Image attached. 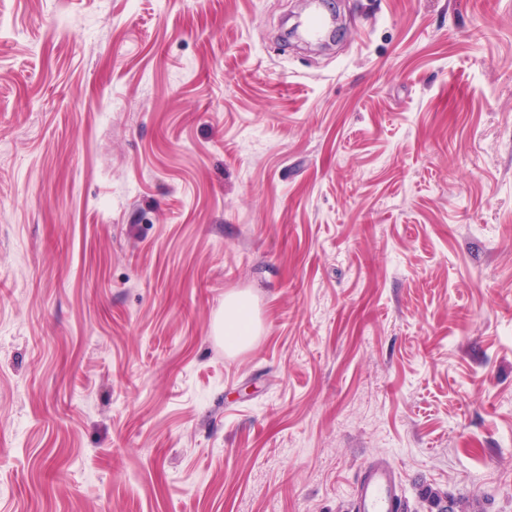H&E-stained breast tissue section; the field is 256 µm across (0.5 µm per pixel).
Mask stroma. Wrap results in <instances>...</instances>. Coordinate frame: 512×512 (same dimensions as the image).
Wrapping results in <instances>:
<instances>
[{"instance_id":"obj_1","label":"stroma","mask_w":512,"mask_h":512,"mask_svg":"<svg viewBox=\"0 0 512 512\" xmlns=\"http://www.w3.org/2000/svg\"><path fill=\"white\" fill-rule=\"evenodd\" d=\"M336 12L0 0V512H512V0ZM253 319L249 307L239 299H229L224 305V341L231 344L250 335ZM353 512H403L401 491L393 467L383 461L367 466L360 474Z\"/></svg>"}]
</instances>
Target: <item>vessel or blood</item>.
<instances>
[{
    "label": "vessel or blood",
    "mask_w": 512,
    "mask_h": 512,
    "mask_svg": "<svg viewBox=\"0 0 512 512\" xmlns=\"http://www.w3.org/2000/svg\"><path fill=\"white\" fill-rule=\"evenodd\" d=\"M352 512H402L403 504L397 474L383 461L367 466L356 486Z\"/></svg>",
    "instance_id": "b4317fda"
}]
</instances>
